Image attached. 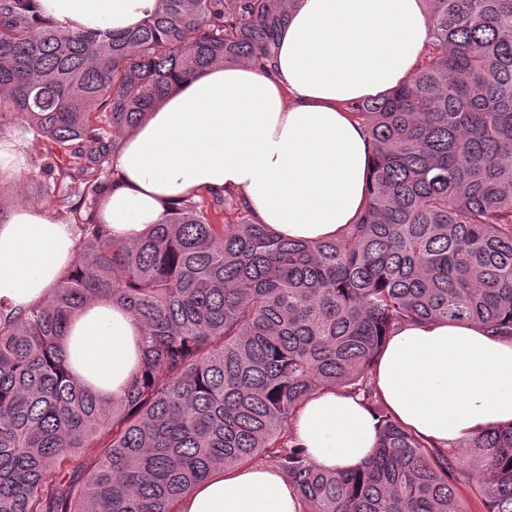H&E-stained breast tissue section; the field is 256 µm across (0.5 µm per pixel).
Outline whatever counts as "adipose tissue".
<instances>
[{
    "instance_id": "1",
    "label": "adipose tissue",
    "mask_w": 512,
    "mask_h": 512,
    "mask_svg": "<svg viewBox=\"0 0 512 512\" xmlns=\"http://www.w3.org/2000/svg\"><path fill=\"white\" fill-rule=\"evenodd\" d=\"M157 0H37L63 30H127ZM430 40L422 0H296L271 66L219 63L183 81L123 142L120 182L102 219L132 241L171 203L238 192L259 223L301 242L332 240L368 203L370 143L347 103L389 91ZM76 258L71 225L40 205L0 213V304L21 314L48 298ZM69 370L96 395L120 398L142 357V327L124 307L87 303L63 338ZM378 399L441 449L512 424V338L481 325L410 322L373 365ZM318 467L349 470L375 448L379 422L362 397L309 398L292 422ZM296 488L260 465L217 468L180 512H303Z\"/></svg>"
}]
</instances>
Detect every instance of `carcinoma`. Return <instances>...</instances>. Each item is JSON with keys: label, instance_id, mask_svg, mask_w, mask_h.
<instances>
[{"label": "carcinoma", "instance_id": "obj_1", "mask_svg": "<svg viewBox=\"0 0 512 512\" xmlns=\"http://www.w3.org/2000/svg\"><path fill=\"white\" fill-rule=\"evenodd\" d=\"M432 40L410 77L348 109L374 151L370 198L324 242L204 199L172 204L125 243L101 222L103 165L176 85L219 62L270 63L294 0H158L140 26L64 31L34 0H0V136L66 156L76 260L28 313L0 306V512H180L217 467L264 456L309 512H512V425L425 442L379 403L372 363L399 325L475 322L512 337V0H425ZM140 322V372L102 400L67 369L62 337L85 304ZM362 395L380 440L351 472L314 465L292 421L315 393ZM85 459L68 479L70 462Z\"/></svg>", "mask_w": 512, "mask_h": 512}]
</instances>
